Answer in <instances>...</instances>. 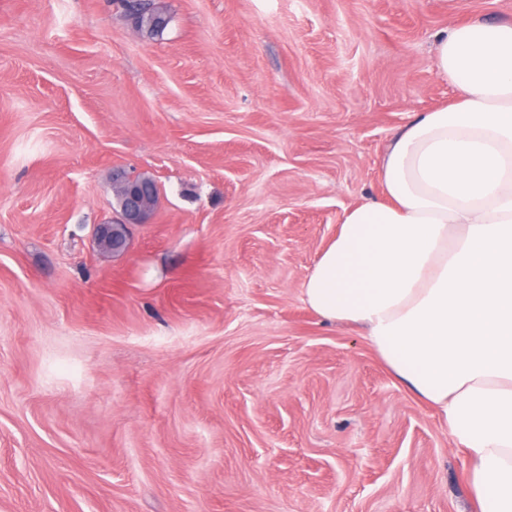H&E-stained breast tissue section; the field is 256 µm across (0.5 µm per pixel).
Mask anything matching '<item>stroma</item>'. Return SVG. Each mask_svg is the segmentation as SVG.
Returning <instances> with one entry per match:
<instances>
[{
    "label": "stroma",
    "instance_id": "1",
    "mask_svg": "<svg viewBox=\"0 0 512 512\" xmlns=\"http://www.w3.org/2000/svg\"><path fill=\"white\" fill-rule=\"evenodd\" d=\"M0 0V512H476L440 414L301 284L512 0ZM159 203L120 252L112 169ZM112 3L132 27L150 35L162 33L168 24L165 11L156 0H113ZM158 18L166 19V23L158 26Z\"/></svg>",
    "mask_w": 512,
    "mask_h": 512
}]
</instances>
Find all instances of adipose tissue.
I'll return each mask as SVG.
<instances>
[{
    "mask_svg": "<svg viewBox=\"0 0 512 512\" xmlns=\"http://www.w3.org/2000/svg\"><path fill=\"white\" fill-rule=\"evenodd\" d=\"M435 66L457 99L399 130L301 292L443 417L478 512H512V24L443 31Z\"/></svg>",
    "mask_w": 512,
    "mask_h": 512,
    "instance_id": "obj_1",
    "label": "adipose tissue"
}]
</instances>
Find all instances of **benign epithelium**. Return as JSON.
Wrapping results in <instances>:
<instances>
[{"mask_svg": "<svg viewBox=\"0 0 512 512\" xmlns=\"http://www.w3.org/2000/svg\"><path fill=\"white\" fill-rule=\"evenodd\" d=\"M112 185L119 188L122 204L118 221L115 223L98 224L94 228L95 239L98 245L107 249H120L117 244L111 243L114 239L113 227L117 226L128 232L134 224H144L148 219V206L157 196L159 184L157 181H138L127 174L123 168L112 171Z\"/></svg>", "mask_w": 512, "mask_h": 512, "instance_id": "benign-epithelium-1", "label": "benign epithelium"}]
</instances>
